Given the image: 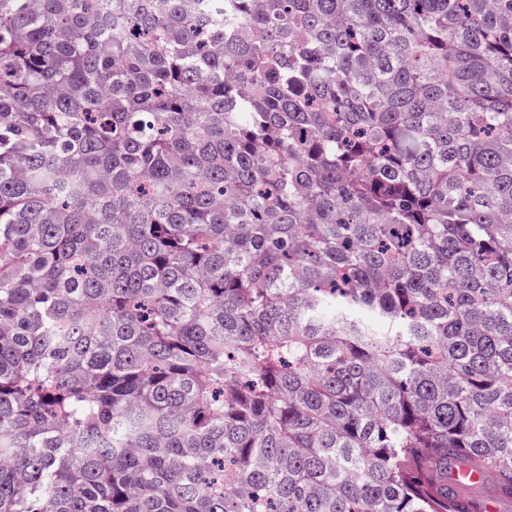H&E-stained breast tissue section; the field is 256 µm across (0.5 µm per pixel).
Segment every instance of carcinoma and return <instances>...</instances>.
<instances>
[{"label": "carcinoma", "mask_w": 512, "mask_h": 512, "mask_svg": "<svg viewBox=\"0 0 512 512\" xmlns=\"http://www.w3.org/2000/svg\"><path fill=\"white\" fill-rule=\"evenodd\" d=\"M512 495V0H0V512Z\"/></svg>", "instance_id": "carcinoma-1"}]
</instances>
